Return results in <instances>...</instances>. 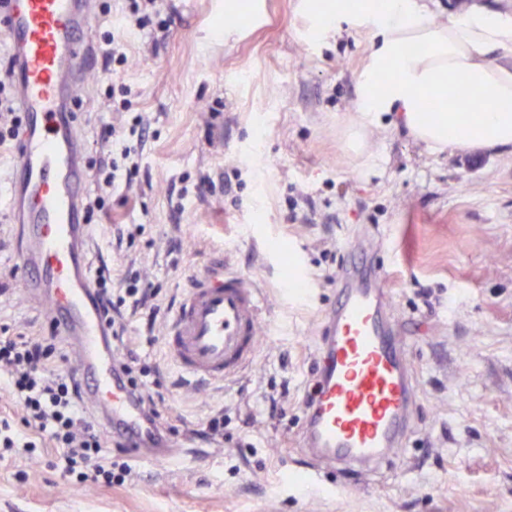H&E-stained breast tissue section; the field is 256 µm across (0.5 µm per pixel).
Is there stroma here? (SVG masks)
Wrapping results in <instances>:
<instances>
[{
  "label": "stroma",
  "instance_id": "obj_1",
  "mask_svg": "<svg viewBox=\"0 0 512 512\" xmlns=\"http://www.w3.org/2000/svg\"><path fill=\"white\" fill-rule=\"evenodd\" d=\"M167 0L166 37L131 42L124 74L155 133L126 196L92 227L90 266L129 259L161 286L154 328L125 338L163 384L160 418L182 416L191 448L165 463L132 459L134 480L81 485L49 455L0 453V512H512V155L413 140L388 113L360 129L357 79L370 35L342 26L309 39L300 0ZM106 75L79 87L88 160ZM210 177L200 194L181 187ZM135 224L132 251L112 227ZM364 239L387 274L418 405L404 455L360 484L297 451L303 400L319 362L320 322L349 242ZM13 226L0 223V329L46 336L43 309L20 287ZM254 275L264 323L251 365L224 384L179 378L163 338L170 303L205 255ZM224 413V441L196 431Z\"/></svg>",
  "mask_w": 512,
  "mask_h": 512
}]
</instances>
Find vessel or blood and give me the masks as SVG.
Instances as JSON below:
<instances>
[{
	"label": "vessel or blood",
	"mask_w": 512,
	"mask_h": 512,
	"mask_svg": "<svg viewBox=\"0 0 512 512\" xmlns=\"http://www.w3.org/2000/svg\"><path fill=\"white\" fill-rule=\"evenodd\" d=\"M94 0H0V35L17 51L23 123L9 178L8 221L20 240L24 294L68 337L86 399L115 444L141 458L171 457L176 443L140 408L116 363L87 263L86 145L75 91L94 62ZM261 288L211 251L170 318L164 344L188 379L221 383L257 355ZM321 365L301 428L309 459L357 471L398 456L414 425L415 380L397 334L385 273L361 245L337 274L322 327Z\"/></svg>",
	"instance_id": "1"
}]
</instances>
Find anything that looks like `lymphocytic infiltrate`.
I'll use <instances>...</instances> for the list:
<instances>
[{
    "label": "lymphocytic infiltrate",
    "mask_w": 512,
    "mask_h": 512,
    "mask_svg": "<svg viewBox=\"0 0 512 512\" xmlns=\"http://www.w3.org/2000/svg\"><path fill=\"white\" fill-rule=\"evenodd\" d=\"M163 2L121 0L118 9L105 7L100 11L105 29L98 51L106 72L113 78L104 102L110 111L131 112L132 89L122 78L127 62L125 48L134 33L166 28ZM20 124L14 86L10 80L0 79V162L12 157ZM151 137V126L140 114H132L130 120L117 127L101 126L99 138L109 145L110 153L99 163L94 196L85 202L87 218H94L104 208L106 196L117 188L121 179L132 178L139 170L143 150ZM95 286L115 340L124 336L127 315L137 314L145 307L151 315L159 313L158 307L149 304L156 296L155 291L135 266H127L117 277L108 266H99ZM58 343L55 335L0 336V390L6 391L21 410L24 427L23 432H15L8 420H1L0 447L18 448L29 454L39 448L50 450L62 463L64 473L83 484H124L131 467L127 462L104 456V439L80 412L81 386L76 372L59 369L57 365L62 358ZM121 363L144 408L150 415H157L164 395L151 366L131 351L124 353Z\"/></svg>",
    "instance_id": "lymphocytic-infiltrate-1"
}]
</instances>
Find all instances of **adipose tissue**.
<instances>
[{"label": "adipose tissue", "mask_w": 512, "mask_h": 512, "mask_svg": "<svg viewBox=\"0 0 512 512\" xmlns=\"http://www.w3.org/2000/svg\"><path fill=\"white\" fill-rule=\"evenodd\" d=\"M301 0L304 29L323 37L338 23L365 28L370 63L359 78L358 122L378 123L395 113L409 134L435 150L512 151V12L472 4L447 22L428 16L426 0H333L316 12ZM479 90V107L469 105ZM452 101L450 110L424 119L420 97Z\"/></svg>", "instance_id": "obj_1"}]
</instances>
